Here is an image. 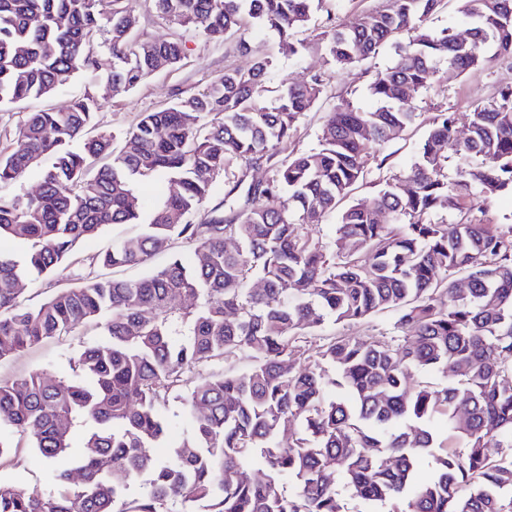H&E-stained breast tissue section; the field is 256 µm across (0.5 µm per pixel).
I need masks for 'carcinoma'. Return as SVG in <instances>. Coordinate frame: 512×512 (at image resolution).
<instances>
[{
  "label": "carcinoma",
  "instance_id": "carcinoma-1",
  "mask_svg": "<svg viewBox=\"0 0 512 512\" xmlns=\"http://www.w3.org/2000/svg\"><path fill=\"white\" fill-rule=\"evenodd\" d=\"M312 2L151 0L173 25L155 39L128 0H0V104L41 99L80 71L127 93L159 65L180 63L182 28L250 53L246 33L258 25L295 55ZM459 2L466 43L428 25L441 0H386L323 31L338 69L389 43L395 59L369 83L373 110L341 101L318 147L289 159H276L277 145L328 82L313 74L269 105L265 56L144 113L118 152L112 136H86L90 96L65 112L29 113L0 156L1 186L41 168L36 193L0 194V236L24 245L0 254V359L100 319L105 339L80 353L70 382L42 372L0 381V429L29 434L50 466L72 459L84 476L71 487L63 470L53 493L0 484V512H172L176 503L182 512H344L343 488L378 506L404 501L401 512H512V235L474 205L512 192V87L471 111L463 140L455 113H434L409 170L351 199L378 147L415 123L413 100L438 64L458 76L512 63V0ZM103 30L112 63L102 72ZM101 156L112 161L87 175V160ZM263 162L266 182L242 176L203 210L230 165ZM146 176L175 186L149 211L134 190ZM338 208L329 253L306 226ZM444 210L453 223L436 219ZM384 213L392 220L380 222ZM114 224L134 231L113 240L103 264L144 266V277L90 280L22 306L19 283L55 272L80 240ZM174 238L195 261L152 264ZM252 279L263 287L248 288ZM382 310L397 312L388 340L313 341L327 317L348 323ZM304 347L311 355L299 367ZM245 350L254 353L248 370L179 393L185 371ZM413 369L448 379L410 384ZM176 393L193 427L160 456L169 433L161 407ZM439 417L464 447L445 445ZM423 456L433 463L426 478ZM143 476L149 493L131 496Z\"/></svg>",
  "mask_w": 512,
  "mask_h": 512
}]
</instances>
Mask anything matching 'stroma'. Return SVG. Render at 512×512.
<instances>
[{
    "label": "stroma",
    "mask_w": 512,
    "mask_h": 512,
    "mask_svg": "<svg viewBox=\"0 0 512 512\" xmlns=\"http://www.w3.org/2000/svg\"><path fill=\"white\" fill-rule=\"evenodd\" d=\"M383 0H325L322 8L315 10L311 30L308 34L310 47L297 56L280 52L277 37L268 31L254 29L250 32L251 45L269 56L272 67L266 84L275 91L287 84H298L308 80L315 72L325 73L328 79L326 97L304 113L287 140L278 146L280 158L286 159L296 153L317 147L322 129L326 124L334 103L348 100L357 109L370 110L373 99L367 86L375 71L390 66L394 59L392 46H385L367 62L336 70L326 62L325 48L318 34L328 26L330 19L346 21L363 11L378 7ZM184 56L177 67L155 71L137 89L121 96L112 95L105 84L93 74L80 72L66 84L59 86L51 95L42 98L40 107L55 111L69 108L73 99L90 94L96 99L98 109L94 114L92 134L107 133L113 137L114 148H121L126 136L132 132L143 113L157 111L170 105L177 91H197L205 88L225 68H249L252 54L237 52L232 42H214L194 32H185ZM512 86V67L498 64L485 69L469 71L461 76L442 80L416 99L421 113L415 125L399 138L383 144L377 155L382 165H370L363 181L354 191L355 197L373 194L380 180L407 169L416 150L425 138L428 120L440 109L454 111L457 128L466 131L469 112L498 89ZM122 225L104 227L93 238L79 242L69 259L54 273L26 284L21 294L23 306L35 307L60 289L77 285L89 279L124 278L135 279L142 275V268L112 269L102 265L98 256L109 248L113 239L125 233ZM396 311L383 310L369 317L339 324L326 320L317 328L318 337L333 336L371 338L390 337L395 333ZM100 324L89 323L74 332L45 340L31 348L0 359V380L12 379L32 371H43L58 380L74 378L75 362L79 354L102 339ZM13 447L10 456L0 460V483L26 490L53 492L59 487L53 467L46 464L33 448L27 434L0 431Z\"/></svg>",
    "instance_id": "35a3bbf8"
}]
</instances>
